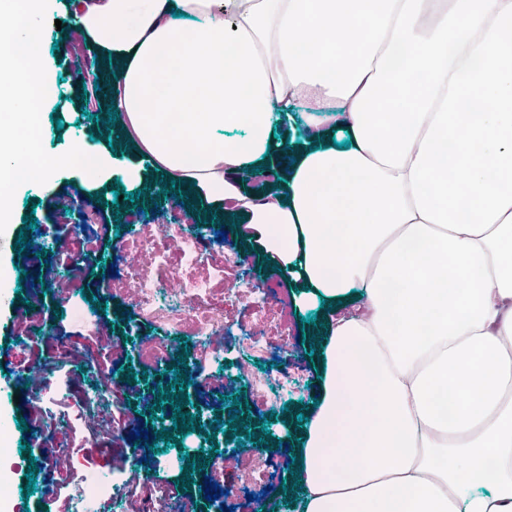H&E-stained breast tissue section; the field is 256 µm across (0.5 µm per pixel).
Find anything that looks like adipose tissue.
I'll use <instances>...</instances> for the list:
<instances>
[{"mask_svg": "<svg viewBox=\"0 0 512 512\" xmlns=\"http://www.w3.org/2000/svg\"><path fill=\"white\" fill-rule=\"evenodd\" d=\"M404 0H80L112 61L108 103L133 154L74 142L21 167L57 82L44 0H0V224L14 189L144 173L241 217L320 304L322 396L296 458L299 512H512V208L469 235L421 219L408 169L350 143L352 105ZM269 171L259 193L246 168Z\"/></svg>", "mask_w": 512, "mask_h": 512, "instance_id": "obj_1", "label": "adipose tissue"}]
</instances>
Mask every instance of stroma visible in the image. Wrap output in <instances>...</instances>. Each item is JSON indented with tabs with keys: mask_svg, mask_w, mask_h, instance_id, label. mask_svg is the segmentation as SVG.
Instances as JSON below:
<instances>
[{
	"mask_svg": "<svg viewBox=\"0 0 512 512\" xmlns=\"http://www.w3.org/2000/svg\"><path fill=\"white\" fill-rule=\"evenodd\" d=\"M44 32L43 58L57 72L60 81L42 100L43 114L38 148L44 155L58 152L69 141L94 140L112 144L116 155L130 154L114 124L99 122L106 108L105 98L95 91V77L82 73L80 80H69V61L84 54V37L73 25L67 0H48L39 16ZM56 189L45 194L35 185L19 187L15 196V218L0 227V270L9 275L7 288L0 290V423L16 427L19 419L31 418L33 408L22 384L27 369L40 366L43 375L68 381L71 398L56 399L50 405L57 425H34L30 440L32 452L9 464L5 482L14 490L0 512H71V498L77 487L75 471L51 464L58 455L72 459L77 468L93 470L110 478L114 498L102 500L99 512H147L158 500L169 499L172 512H217L220 505L233 506L248 496L281 499L283 488L291 484L290 469L283 463L289 453L285 444L297 439V414L313 409V398L320 393V365L309 357L300 340L302 318L317 317L315 305L300 302L282 272L262 253L258 244L240 239L238 226H215L212 216L193 206L178 208L170 216L173 223L190 232H199L207 253L224 262V281L215 284L199 304L200 311L215 306L224 308V358L232 364L274 365L301 374L300 383L289 385L285 398L262 401L248 384L225 388L219 377L210 373L206 348L199 343L176 344L175 354H187L198 374L195 387L186 388L191 409L204 416L210 434L218 438L232 433L238 447L226 462L227 493L223 501L204 500L197 485H179L184 477L182 458L194 453L199 436L186 432L179 447L152 453L149 463L134 457L132 436L137 428L148 427L142 395H155L165 384L164 368L140 362L134 352L139 337L166 338L163 325L141 318L131 293L113 291L126 282L131 270L119 250V224H145L147 210L158 202L162 182L148 176L140 199L144 209H115L114 194L128 195L131 187L121 181L108 183L98 195H91L72 170L58 169L53 174ZM35 214L47 240L55 244L59 259L42 264L36 256L20 257L8 244L17 238L22 218ZM65 225L57 234L56 225ZM105 229L102 240L88 242L90 232ZM41 271L42 283L31 286L24 281L27 272ZM29 312L17 315L23 303ZM73 302L97 313L96 325L75 318L69 311ZM264 305L271 320L264 329H255L252 308ZM97 353L93 372H80L79 357ZM229 401H222V394ZM95 400L93 418L76 414V398ZM250 405L253 425L250 431H233L228 425L231 398ZM52 430L54 440L41 444L44 430ZM269 446H260V439ZM36 461L37 483L33 495H26L25 473L29 461Z\"/></svg>",
	"mask_w": 512,
	"mask_h": 512,
	"instance_id": "stroma-1",
	"label": "stroma"
}]
</instances>
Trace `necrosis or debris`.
<instances>
[{
    "instance_id": "necrosis-or-debris-1",
    "label": "necrosis or debris",
    "mask_w": 512,
    "mask_h": 512,
    "mask_svg": "<svg viewBox=\"0 0 512 512\" xmlns=\"http://www.w3.org/2000/svg\"><path fill=\"white\" fill-rule=\"evenodd\" d=\"M125 253L136 256L138 265L163 269V276L137 275L133 280L134 303L146 320L163 324L169 339H141L137 353L141 359L168 360L176 342L186 336L206 343L209 352L223 358L219 335L224 330L223 308L211 309L196 317L198 302L206 297L213 283L223 280L224 265L206 263L201 240L176 224H142L119 243Z\"/></svg>"
}]
</instances>
